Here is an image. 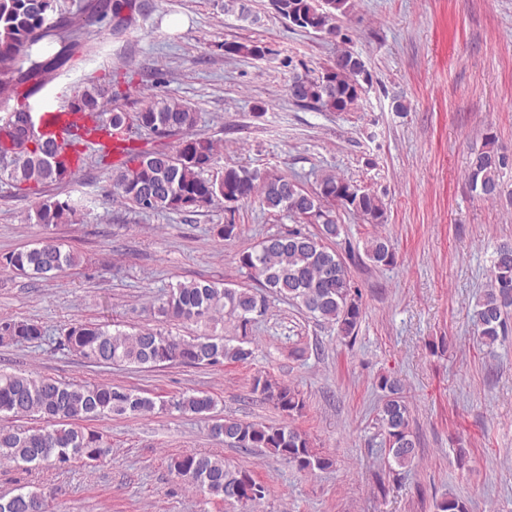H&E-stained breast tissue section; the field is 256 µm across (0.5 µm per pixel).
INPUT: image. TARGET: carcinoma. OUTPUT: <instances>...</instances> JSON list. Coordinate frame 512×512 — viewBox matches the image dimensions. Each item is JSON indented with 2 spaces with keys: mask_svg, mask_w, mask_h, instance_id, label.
<instances>
[{
  "mask_svg": "<svg viewBox=\"0 0 512 512\" xmlns=\"http://www.w3.org/2000/svg\"><path fill=\"white\" fill-rule=\"evenodd\" d=\"M224 13L255 22L249 0H224ZM271 8L283 20L300 19L297 28L314 34L337 36V22L347 15L350 0H271ZM75 21L56 15V0H0V180L24 187L39 196L30 220L35 224H73L84 207L82 199L60 200L44 193L51 185L74 179L55 161L59 147L55 139L33 134L35 116L30 99L50 79L69 66L74 55L86 47ZM278 54L262 41L226 42L224 55L257 60ZM338 64L318 74L296 73L300 92L290 93L298 103L326 112H353L366 94L361 78V57L344 50ZM112 100V88L90 81L76 90V100L103 135L112 128L131 127L159 137L176 136L172 150L128 146V160L114 166L112 195L145 214L195 213L224 205L256 200L263 209L290 218L297 226L270 234L238 254V266L254 282L252 287L232 288L223 282H179L159 295L150 310L166 319L193 321L214 329L227 318L242 330L236 340L211 333L172 336L156 328L134 332L109 329L98 323H80L58 337L59 346L102 365L139 368L163 366L222 367L246 364L253 349L247 330L266 315L269 297L286 299L299 310L336 327L343 339L356 338L363 318L361 292L349 276L339 253L330 247L344 232L337 210L352 212L367 224L384 222L382 200L343 175L326 173L312 192L302 189L286 175L248 181L249 170L226 166L210 175L216 163L214 143L194 134L198 112L173 96L155 97L131 116L108 112L104 100ZM512 152L493 135L471 152L467 183L471 192L488 200H509L503 177ZM304 224H313L310 232ZM365 257L375 265L391 266L396 251L391 239L374 236L363 245ZM79 259L61 245L45 240L0 256V269L40 279H52ZM474 332L489 349L503 342L512 325V243L494 251L489 281L472 315ZM46 331L34 321L0 320V345L29 344L45 340ZM384 393L377 425L381 445L388 449V463L400 469L412 465L418 439L411 427L409 407L400 381L381 376ZM252 393L273 405L285 421L279 424L247 422L232 416L213 415L217 402L204 391L182 392L172 399L155 402L140 392L110 383L70 384L32 373L0 371V461L18 467L50 465L62 468L75 461L98 462L109 453L95 430L75 425L78 420L105 419L113 415H144L156 407L174 409L211 422L210 432L224 437L230 448L263 449L299 471L313 473L333 466V461L311 437L286 420L303 414L306 402L296 388L267 373L253 376ZM37 416L43 425L19 429L9 420ZM170 469L195 491L225 504L252 507L265 498L266 489L253 474L215 455L186 453L171 459ZM47 495L40 491L19 492L0 498V512H36L46 507ZM436 512H471L470 501L450 494L435 505Z\"/></svg>",
  "mask_w": 512,
  "mask_h": 512,
  "instance_id": "cac0c4a2",
  "label": "carcinoma"
}]
</instances>
